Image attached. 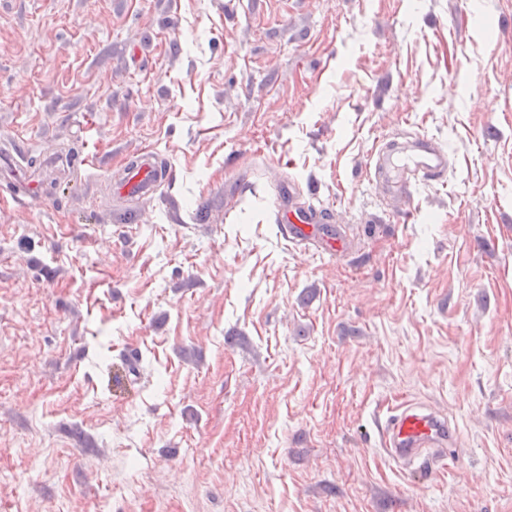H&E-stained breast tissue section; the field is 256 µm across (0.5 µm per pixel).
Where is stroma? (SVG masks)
<instances>
[{"mask_svg":"<svg viewBox=\"0 0 512 512\" xmlns=\"http://www.w3.org/2000/svg\"><path fill=\"white\" fill-rule=\"evenodd\" d=\"M421 138L404 203L376 155ZM14 144L0 512H512V0H0ZM288 188L349 253L283 238ZM407 402L446 462L386 455ZM394 175L387 172V182L392 193L410 201L413 183L421 178H441L448 171V154L436 143L421 139L409 154L398 158ZM140 159L134 166L124 169L112 183V192L117 196L145 195L153 193L164 178V172L158 167L153 153L141 151ZM457 435L456 425L446 415L410 403L388 415L381 446L395 463L414 466L423 459L445 460Z\"/></svg>","mask_w":512,"mask_h":512,"instance_id":"stroma-1","label":"stroma"}]
</instances>
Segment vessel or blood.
Listing matches in <instances>:
<instances>
[{"label": "vessel or blood", "mask_w": 512, "mask_h": 512, "mask_svg": "<svg viewBox=\"0 0 512 512\" xmlns=\"http://www.w3.org/2000/svg\"><path fill=\"white\" fill-rule=\"evenodd\" d=\"M448 170V155L436 143L419 140L411 153L399 157L397 170L388 175L392 193L409 199L413 183L421 178L437 179ZM164 173L151 152L144 151L136 165L124 169L112 183L117 196L153 193ZM282 229L289 243L311 245L326 254L348 249L340 226L332 224L327 211L289 204ZM457 427L444 414L410 403L391 411L382 428V445L397 464L412 466L424 459L445 460L457 443Z\"/></svg>", "instance_id": "b4317fda"}]
</instances>
